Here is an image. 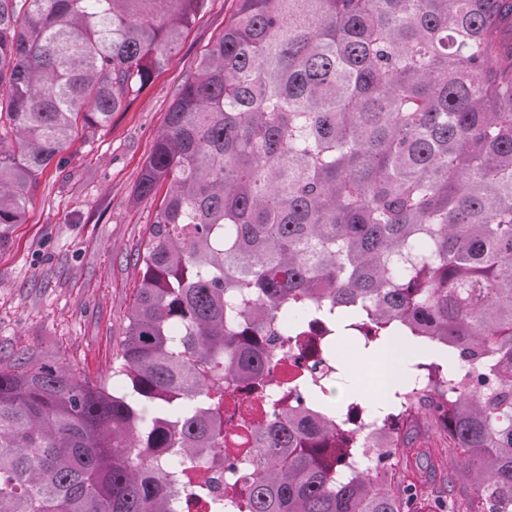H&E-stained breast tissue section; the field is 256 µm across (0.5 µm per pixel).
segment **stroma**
Returning a JSON list of instances; mask_svg holds the SVG:
<instances>
[{
	"label": "stroma",
	"instance_id": "35a3bbf8",
	"mask_svg": "<svg viewBox=\"0 0 512 512\" xmlns=\"http://www.w3.org/2000/svg\"><path fill=\"white\" fill-rule=\"evenodd\" d=\"M238 0H206L165 68L108 126L38 177L23 223L0 240V367L29 359L111 380L135 299V254L156 204L135 196L175 91L232 20Z\"/></svg>",
	"mask_w": 512,
	"mask_h": 512
}]
</instances>
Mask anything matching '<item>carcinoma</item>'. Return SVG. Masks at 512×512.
<instances>
[{
    "mask_svg": "<svg viewBox=\"0 0 512 512\" xmlns=\"http://www.w3.org/2000/svg\"><path fill=\"white\" fill-rule=\"evenodd\" d=\"M204 0H0V239L75 136L125 111ZM137 198L163 194L112 377L0 368V512H179L167 458L256 462L234 512H512V0H238L181 85ZM432 354L365 451L303 376L245 440L230 395L275 383L277 315ZM428 413L469 479L432 493ZM387 468L377 480L375 468ZM224 422L230 427L233 435L245 436V425L252 420L251 408L245 404L226 406L224 408ZM412 436L416 448L446 447V440L442 432L433 421L424 416L419 418L417 426L413 429Z\"/></svg>",
    "mask_w": 512,
    "mask_h": 512,
    "instance_id": "cac0c4a2",
    "label": "carcinoma"
}]
</instances>
